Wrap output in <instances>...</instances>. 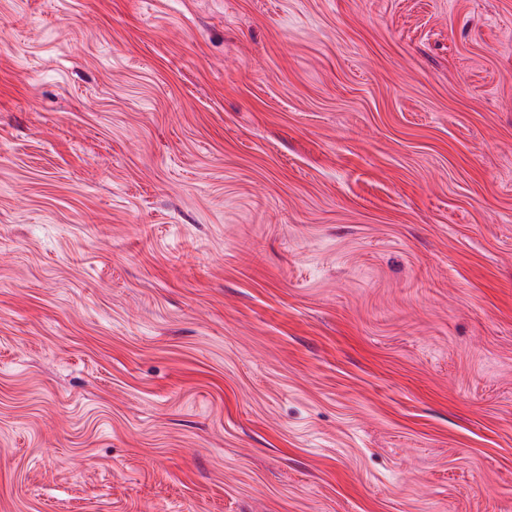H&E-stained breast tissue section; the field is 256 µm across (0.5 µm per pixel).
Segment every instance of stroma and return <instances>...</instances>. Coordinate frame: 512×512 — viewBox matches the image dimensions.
<instances>
[{
	"label": "stroma",
	"instance_id": "1",
	"mask_svg": "<svg viewBox=\"0 0 512 512\" xmlns=\"http://www.w3.org/2000/svg\"><path fill=\"white\" fill-rule=\"evenodd\" d=\"M0 512H512V0H0Z\"/></svg>",
	"mask_w": 512,
	"mask_h": 512
}]
</instances>
